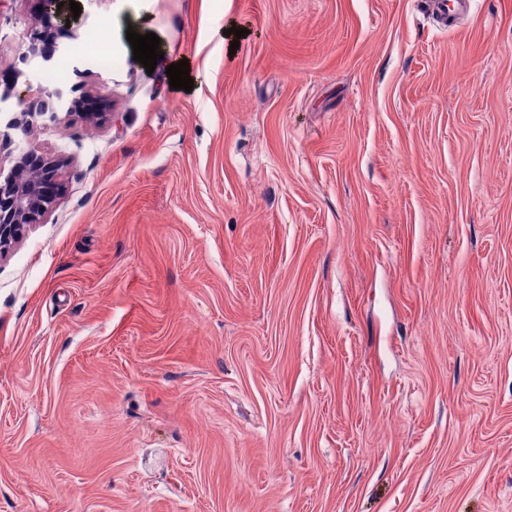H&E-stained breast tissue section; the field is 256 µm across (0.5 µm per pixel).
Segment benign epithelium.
<instances>
[{
  "instance_id": "obj_1",
  "label": "benign epithelium",
  "mask_w": 512,
  "mask_h": 512,
  "mask_svg": "<svg viewBox=\"0 0 512 512\" xmlns=\"http://www.w3.org/2000/svg\"><path fill=\"white\" fill-rule=\"evenodd\" d=\"M63 0H42V11L30 26L27 35L31 41V53L22 60L31 64V68H40L49 64L59 51L52 34L66 25L63 10L57 4ZM26 95L11 84L0 91V100L8 101L13 97L27 104L22 111L12 115L0 129V136H9V131L20 126L30 125L39 120L54 123L58 114H79L87 121H98L106 113L92 111L84 96L79 94V86H60L48 90L33 85L25 78ZM60 161L37 151H26L16 156L9 170L0 167V257L25 235L31 225L39 223L49 208L63 191Z\"/></svg>"
}]
</instances>
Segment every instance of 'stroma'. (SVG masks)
<instances>
[{"mask_svg": "<svg viewBox=\"0 0 512 512\" xmlns=\"http://www.w3.org/2000/svg\"><path fill=\"white\" fill-rule=\"evenodd\" d=\"M78 2L107 119L0 144L65 185L0 258V512H512V0Z\"/></svg>", "mask_w": 512, "mask_h": 512, "instance_id": "35a3bbf8", "label": "stroma"}]
</instances>
